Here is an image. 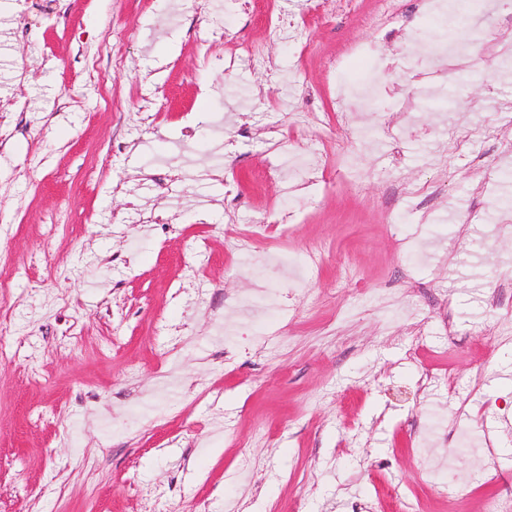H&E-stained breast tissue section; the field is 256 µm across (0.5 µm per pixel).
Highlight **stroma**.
Wrapping results in <instances>:
<instances>
[{
    "mask_svg": "<svg viewBox=\"0 0 512 512\" xmlns=\"http://www.w3.org/2000/svg\"><path fill=\"white\" fill-rule=\"evenodd\" d=\"M379 7L0 0V512H142L159 490L174 512H393L404 494L488 512L512 494V334L488 338L512 321V297L489 303L512 283V2L398 0L382 28ZM270 15L306 21L267 46L281 82L249 62ZM342 87L370 89V138L336 116ZM274 146L360 178L287 190L263 176ZM278 209L291 232L238 253ZM316 248L296 287L283 262Z\"/></svg>",
    "mask_w": 512,
    "mask_h": 512,
    "instance_id": "obj_1",
    "label": "stroma"
}]
</instances>
